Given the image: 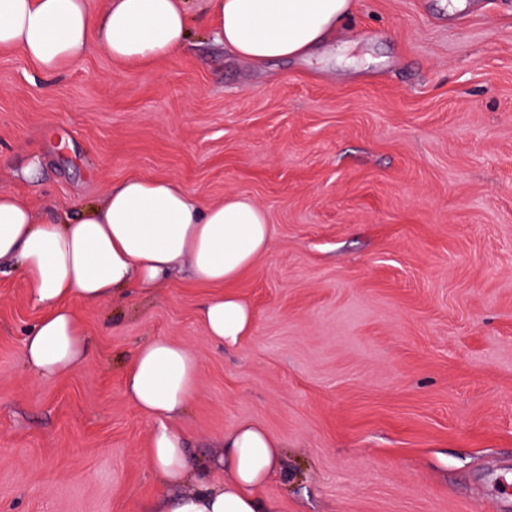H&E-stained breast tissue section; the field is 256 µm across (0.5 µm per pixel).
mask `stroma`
I'll use <instances>...</instances> for the list:
<instances>
[{"label": "stroma", "instance_id": "1", "mask_svg": "<svg viewBox=\"0 0 512 512\" xmlns=\"http://www.w3.org/2000/svg\"><path fill=\"white\" fill-rule=\"evenodd\" d=\"M452 2L354 0L335 53L263 65L212 42L199 0L183 51L145 66L95 45L47 76L0 50V190L40 220L137 174L250 198L274 230L235 285L255 328L234 349L183 275L76 302L89 360L44 381L28 286L0 278V512L164 495L122 383L154 336L199 362L176 426L209 481L249 421L284 446L260 491L279 512H512V0Z\"/></svg>", "mask_w": 512, "mask_h": 512}]
</instances>
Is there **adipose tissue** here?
<instances>
[{"instance_id":"ef3b65f1","label":"adipose tissue","mask_w":512,"mask_h":512,"mask_svg":"<svg viewBox=\"0 0 512 512\" xmlns=\"http://www.w3.org/2000/svg\"><path fill=\"white\" fill-rule=\"evenodd\" d=\"M188 0H0V47H16L44 74L58 73L98 42L121 65L170 58L190 37ZM353 0H205L209 32L254 63L302 57L336 37ZM265 211L230 197L207 204L172 181L133 175L101 202L58 222H38L15 192L0 191V277L20 274L40 318L24 340L26 366L49 380L88 360L87 332L71 306L100 304L136 288L148 294L181 266L203 284L223 286L200 316L207 338L236 347L252 335L251 305L230 286L273 245ZM199 363L183 345L155 337L124 371L129 401L152 422L149 462L162 485L184 493L147 512H275L260 488L278 471L283 445L244 422L224 436L226 481L191 465L174 423L187 410Z\"/></svg>"}]
</instances>
